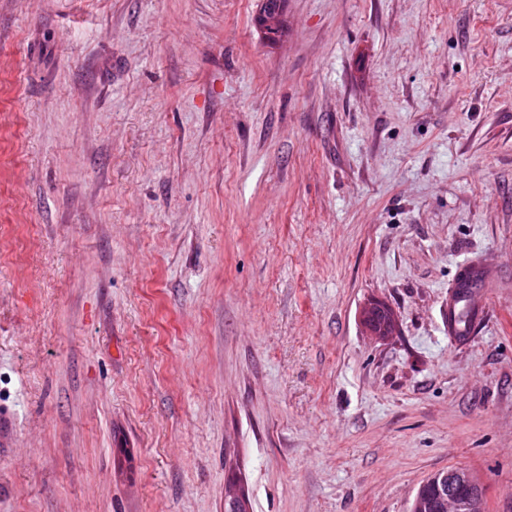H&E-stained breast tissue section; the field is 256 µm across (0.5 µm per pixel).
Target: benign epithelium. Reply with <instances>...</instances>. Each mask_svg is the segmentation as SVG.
<instances>
[{
  "instance_id": "benign-epithelium-1",
  "label": "benign epithelium",
  "mask_w": 512,
  "mask_h": 512,
  "mask_svg": "<svg viewBox=\"0 0 512 512\" xmlns=\"http://www.w3.org/2000/svg\"><path fill=\"white\" fill-rule=\"evenodd\" d=\"M359 318L364 331L378 341H387L399 331L398 320L379 298L368 300ZM432 485L433 495L415 497L414 512H485V488L469 471H440L432 478Z\"/></svg>"
}]
</instances>
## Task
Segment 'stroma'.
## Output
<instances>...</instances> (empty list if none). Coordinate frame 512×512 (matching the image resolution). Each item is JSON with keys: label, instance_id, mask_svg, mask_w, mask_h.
I'll return each mask as SVG.
<instances>
[{"label": "stroma", "instance_id": "obj_1", "mask_svg": "<svg viewBox=\"0 0 512 512\" xmlns=\"http://www.w3.org/2000/svg\"><path fill=\"white\" fill-rule=\"evenodd\" d=\"M259 8L0 0V512H512V0ZM489 272L484 267H468L461 269L456 280L464 283L467 293L453 294L448 298V336H468L480 320L482 309L473 300L477 288H484V281ZM379 311L386 314V321L380 327L376 326L373 321L374 314ZM359 318L364 331L378 341H387L392 336H396L399 331L398 320L395 319L393 312L387 304L379 298L368 300L362 306ZM432 485L433 495L415 497L413 512H485V488L469 471H440Z\"/></svg>", "mask_w": 512, "mask_h": 512}]
</instances>
